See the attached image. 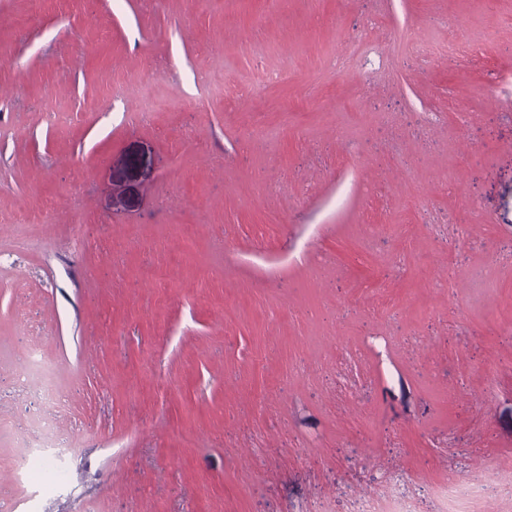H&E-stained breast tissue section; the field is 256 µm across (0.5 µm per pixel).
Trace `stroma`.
I'll return each mask as SVG.
<instances>
[{"label":"stroma","mask_w":512,"mask_h":512,"mask_svg":"<svg viewBox=\"0 0 512 512\" xmlns=\"http://www.w3.org/2000/svg\"><path fill=\"white\" fill-rule=\"evenodd\" d=\"M448 482L512 512V0H0V512ZM27 365L35 366L42 380V387L49 399L55 398V384L51 368L39 357L38 352L33 350L27 357Z\"/></svg>","instance_id":"1"}]
</instances>
